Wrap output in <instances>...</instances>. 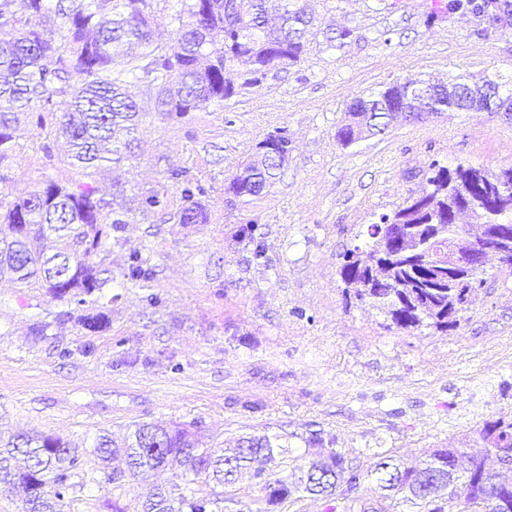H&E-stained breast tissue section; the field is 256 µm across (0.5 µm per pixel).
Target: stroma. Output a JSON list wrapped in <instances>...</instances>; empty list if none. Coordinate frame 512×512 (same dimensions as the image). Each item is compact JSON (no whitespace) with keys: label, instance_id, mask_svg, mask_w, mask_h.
I'll return each mask as SVG.
<instances>
[{"label":"stroma","instance_id":"stroma-1","mask_svg":"<svg viewBox=\"0 0 512 512\" xmlns=\"http://www.w3.org/2000/svg\"><path fill=\"white\" fill-rule=\"evenodd\" d=\"M431 4L313 0L319 30L300 62L191 119L145 124L135 156L99 176L102 192L146 189L168 168L187 167L209 189L210 220L135 216L126 248H146L158 275L151 287L120 289L110 328L92 336L67 322L34 339L42 307L18 303V289L0 281V434L36 430L87 447L100 430L119 438L145 421L186 427L218 450L277 435L288 448L280 476L303 464L305 437L322 432L366 471L381 452L413 460L452 444L480 453L483 422L512 417V272L487 258L481 300L445 333L387 328L377 308L346 303L339 276L343 253L368 241L370 224L417 194L412 169L433 158L512 166V119L498 112L398 119L384 133L338 143L358 94L416 77L512 76V27L480 39L469 17L427 22ZM344 29L343 45L329 47L327 36ZM281 127L293 149L275 183L249 203L229 200L224 188L240 164ZM15 141L0 191L21 195L45 176L68 178L64 142L48 170L32 130L20 127ZM250 223L273 266L236 238ZM150 225L155 235H146ZM64 347L71 356H60ZM176 482L159 470L117 493L89 458L65 512H112L116 498L141 512L149 488ZM375 500L367 477L355 502L298 493L274 512H359ZM264 506L243 477L225 486L218 509Z\"/></svg>","mask_w":512,"mask_h":512}]
</instances>
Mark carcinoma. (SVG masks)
<instances>
[{"instance_id":"carcinoma-1","label":"carcinoma","mask_w":512,"mask_h":512,"mask_svg":"<svg viewBox=\"0 0 512 512\" xmlns=\"http://www.w3.org/2000/svg\"><path fill=\"white\" fill-rule=\"evenodd\" d=\"M13 0H0V182L14 156V130L24 119L43 138L47 163L55 160V143L69 142L66 180L45 178L33 190L14 199L0 192V280L38 292L62 306L47 309L33 323L31 335L45 339L53 323L72 321L90 334L110 327L108 295L112 278L106 261L112 248L124 247L120 236L130 214L169 216L176 224H207L204 204L209 188L186 167L169 169L164 181L139 190L130 202L101 196L97 176L105 164L133 157L140 126L160 118L182 121L196 111L221 105L236 94L224 83V71L235 65L250 69L244 85H255L272 69L298 63L313 35L315 15L307 0H237L232 12L236 27L228 41L215 42L224 32V0H178L180 9L169 15L170 38L157 39L153 16L159 0H23L25 9L48 19L59 18L67 29L57 44L53 29L28 26L23 17L7 14ZM448 14L478 22L475 34L487 38L512 26V0H434L427 22ZM141 72L153 98V110H144L128 93L129 75ZM452 86L478 92L486 85L500 88L490 77L468 83L458 76ZM473 106L448 97L447 85L406 80L385 86L368 96L354 97L336 139L349 146L363 133L383 130L388 120L412 114L423 120L448 110L469 111ZM280 164L260 151L242 164L225 192L248 203L273 185ZM425 183L409 198L371 225L372 243L356 246L343 255L339 275L354 289V297L369 301L386 314L393 327H422L446 332L458 324L461 313L474 306L486 279L477 271L464 279L448 273V253H463L473 246L512 250V242L494 238V225L512 224V167L491 171L462 163L448 167L437 160L411 173ZM180 194L171 209L168 184ZM478 224L458 223L462 214ZM235 237L253 245L257 259L265 246L257 225L242 224ZM156 268L139 248L124 256L123 285L147 288ZM486 454L512 470L507 450L512 448V419L499 417L478 430ZM312 449L305 464L286 477H272L263 468L250 469L262 459L273 462L284 453L277 438L250 436L231 454L202 448L180 426L138 422L124 442L116 444L100 434L81 451L62 437L32 432L0 438V486L19 487L24 497L19 512H64L72 479L84 457L100 461L104 479L116 487L161 467L179 472L182 484L172 489L153 488L142 512H212L224 492L216 491L250 470V478L266 492L265 504L275 507L295 493L348 499L364 478L356 458L332 447L335 437L304 439ZM456 447L438 448L428 458L402 460L377 455L370 476L376 482V506L362 512H394L406 502L416 512H504L512 505V478L503 479ZM203 477L215 489L202 494L194 488Z\"/></svg>"}]
</instances>
